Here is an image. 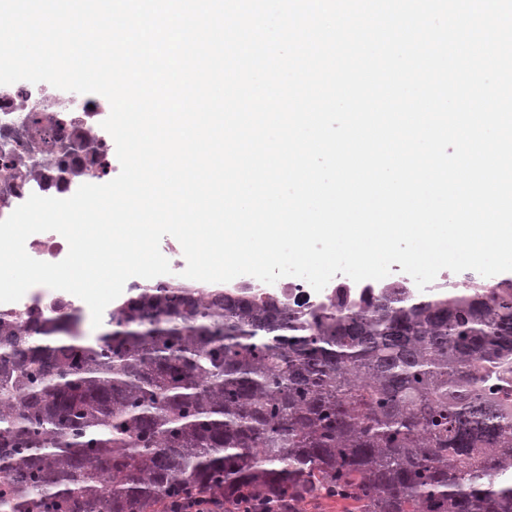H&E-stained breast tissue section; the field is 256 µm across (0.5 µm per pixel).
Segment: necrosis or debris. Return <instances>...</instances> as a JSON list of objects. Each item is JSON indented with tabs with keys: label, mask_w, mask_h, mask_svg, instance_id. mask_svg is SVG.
Here are the masks:
<instances>
[{
	"label": "necrosis or debris",
	"mask_w": 512,
	"mask_h": 512,
	"mask_svg": "<svg viewBox=\"0 0 512 512\" xmlns=\"http://www.w3.org/2000/svg\"><path fill=\"white\" fill-rule=\"evenodd\" d=\"M109 110L108 101L97 94L82 95L75 104L69 93L41 83L0 85V146L15 150L36 143L39 163L36 172L25 177L0 170V220L34 193L70 197L76 181L62 177L63 167H92L111 178L112 137L99 123ZM279 286L295 302L318 303L335 294L348 297L353 293L351 279L342 274L319 292L293 276L281 278Z\"/></svg>",
	"instance_id": "4bbe7bcc"
}]
</instances>
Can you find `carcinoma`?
Instances as JSON below:
<instances>
[{"label": "carcinoma", "instance_id": "carcinoma-1", "mask_svg": "<svg viewBox=\"0 0 512 512\" xmlns=\"http://www.w3.org/2000/svg\"><path fill=\"white\" fill-rule=\"evenodd\" d=\"M84 344L0 311V512H156L186 489L512 512V280L364 307L164 279Z\"/></svg>", "mask_w": 512, "mask_h": 512}]
</instances>
